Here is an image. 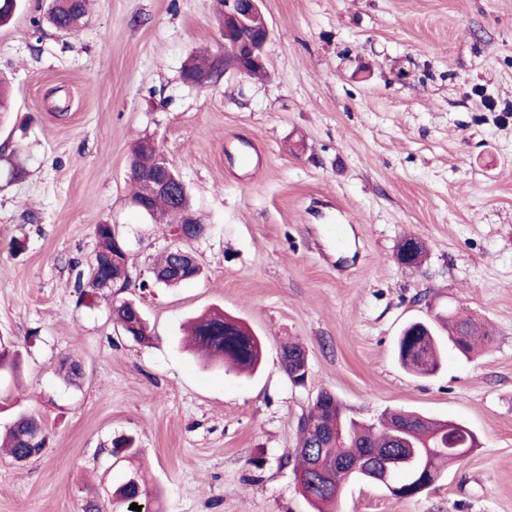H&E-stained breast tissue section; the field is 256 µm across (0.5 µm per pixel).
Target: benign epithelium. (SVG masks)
<instances>
[{
	"instance_id": "7a95c632",
	"label": "benign epithelium",
	"mask_w": 512,
	"mask_h": 512,
	"mask_svg": "<svg viewBox=\"0 0 512 512\" xmlns=\"http://www.w3.org/2000/svg\"><path fill=\"white\" fill-rule=\"evenodd\" d=\"M262 0H213L221 21V40L217 52L210 55L208 67L193 74L184 83L206 88L220 81L228 73L250 77L256 71L266 70L265 46L271 37L269 22L261 8ZM174 167L167 158L159 161V168L145 178L147 190L144 196L134 199V204L144 213H150L147 206L152 195L171 189ZM176 259L167 269L151 270V280L155 284L176 277L191 279L195 273L181 261L183 251L172 249Z\"/></svg>"
}]
</instances>
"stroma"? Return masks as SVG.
<instances>
[{"mask_svg":"<svg viewBox=\"0 0 512 512\" xmlns=\"http://www.w3.org/2000/svg\"><path fill=\"white\" fill-rule=\"evenodd\" d=\"M48 6L23 0L0 26V335L23 351L18 375L0 376V429L22 409L47 429L27 462L0 450V512H113L133 466L149 512H311L292 454L324 390L362 422L410 410L479 440L417 497L355 482L337 512H512V0H263L265 76L203 89L181 72L218 48L212 0H90L71 34ZM139 137L208 227L186 244L202 276L177 288L142 285L174 241L132 202ZM227 142L260 150L251 181ZM99 224L123 239L130 278L82 296ZM410 235L426 247L417 268L395 257ZM126 298L151 343L115 328ZM211 307L262 336L254 375L200 370L179 347ZM452 307L493 329L494 350L407 375L400 329ZM288 341L307 351L306 386L285 371ZM67 358L82 368L70 384ZM120 435L135 437L134 463L110 455Z\"/></svg>","mask_w":512,"mask_h":512,"instance_id":"1","label":"stroma"}]
</instances>
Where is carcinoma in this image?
<instances>
[{"label":"carcinoma","mask_w":512,"mask_h":512,"mask_svg":"<svg viewBox=\"0 0 512 512\" xmlns=\"http://www.w3.org/2000/svg\"><path fill=\"white\" fill-rule=\"evenodd\" d=\"M86 16V0H50L48 19L56 30L74 32ZM134 167L151 171L158 166L159 157L147 148L145 139H137L131 148ZM152 210L163 216L173 217L178 223H188L191 203L188 194L176 183L170 192L152 197ZM98 249L95 258L109 265L105 272L89 265V275L79 271L75 288L79 296L86 294L85 287L103 288L105 278L118 272L110 268L112 255L120 264L127 263V254L121 251L122 243L116 240L109 224L95 227ZM413 246L410 261L419 262L423 254L421 241L411 243L403 239L397 257L405 261L404 251ZM112 319L123 334L137 343L153 339L150 326L142 312H135L124 303L112 305ZM448 339L464 356L479 349L488 352L495 343L492 332L459 311L448 312L446 319ZM191 343L199 352L198 366L203 370L228 367L252 372L261 364L263 339L239 318L220 308H211L198 316L191 326ZM397 359L409 374L426 376L435 373L443 359V340L438 328L424 321L406 324L397 339ZM18 346L0 336V371H15L20 366ZM307 359L305 349L298 343L282 345V360L289 379L296 386L306 383L301 368ZM448 423L430 419L413 412L395 410L383 416L380 426L363 425L349 418L336 395L322 391L298 422L300 441L294 449L295 475L302 495L314 512H336L342 488L352 480L377 482L373 464L392 460L389 483L384 488L394 497L411 499L433 486L441 477L443 468L450 462L469 454L471 448L463 445L455 451L448 450L446 429ZM46 433L39 418L22 413L5 433L3 444L11 457L22 462L32 447H46ZM110 455L119 460L136 454L134 439L120 436L111 441ZM115 503L132 512L130 505L140 503L146 496L138 473L126 475L114 490Z\"/></svg>","instance_id":"carcinoma-1"}]
</instances>
